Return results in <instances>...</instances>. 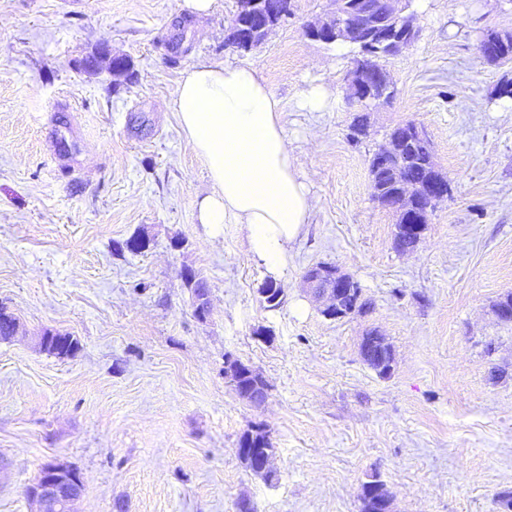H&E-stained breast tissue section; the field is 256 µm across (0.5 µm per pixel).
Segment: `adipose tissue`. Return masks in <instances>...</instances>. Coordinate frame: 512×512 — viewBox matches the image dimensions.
I'll return each mask as SVG.
<instances>
[{
	"instance_id": "obj_1",
	"label": "adipose tissue",
	"mask_w": 512,
	"mask_h": 512,
	"mask_svg": "<svg viewBox=\"0 0 512 512\" xmlns=\"http://www.w3.org/2000/svg\"><path fill=\"white\" fill-rule=\"evenodd\" d=\"M175 109L214 186L198 203L199 222L214 237L227 223L244 225L253 257L271 279L284 276L312 204L280 100L253 66L200 62L184 72Z\"/></svg>"
}]
</instances>
